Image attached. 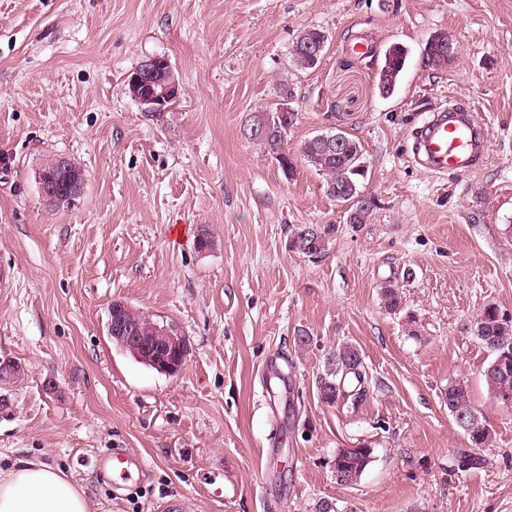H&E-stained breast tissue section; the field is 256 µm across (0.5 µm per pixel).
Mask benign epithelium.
<instances>
[{
    "label": "benign epithelium",
    "mask_w": 512,
    "mask_h": 512,
    "mask_svg": "<svg viewBox=\"0 0 512 512\" xmlns=\"http://www.w3.org/2000/svg\"><path fill=\"white\" fill-rule=\"evenodd\" d=\"M128 92L145 110L164 112L169 104L181 96L179 80L171 70L170 63L164 57H149L126 77ZM297 121V112L289 106L280 109L275 120L264 119L250 128V136L257 139H269L272 126L278 127ZM322 148L329 151H341L344 137L339 132H327L317 136ZM37 182L42 198L49 202L56 192L63 188L70 199H79L85 188V180L76 173L70 161L59 157L51 168H42L37 172ZM108 320L109 336L122 340L124 347L135 357L151 364L164 373L174 376L179 374L190 355V341L180 329L173 325L155 326L154 335L141 333L138 320L125 315L128 305L115 300L110 306Z\"/></svg>",
    "instance_id": "obj_1"
}]
</instances>
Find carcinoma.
Wrapping results in <instances>:
<instances>
[{"label":"carcinoma","instance_id":"cac0c4a2","mask_svg":"<svg viewBox=\"0 0 512 512\" xmlns=\"http://www.w3.org/2000/svg\"><path fill=\"white\" fill-rule=\"evenodd\" d=\"M327 42L324 31L311 27L304 29L295 38L299 50L290 52L291 66L295 71H306L317 66L318 61L309 56L301 47L310 41ZM430 67H443L450 62L448 50L435 41H429L424 54ZM405 51L395 45L384 55L378 69V86L384 95L392 94L405 66ZM346 149L342 152L321 150L311 136L299 148V156L288 148V135H283L267 151L282 173L294 176L296 159L321 175L327 194L334 198L340 189L359 191L363 187L367 169L362 166V149L358 141L345 136ZM334 225L300 224L292 229L288 247L308 258L321 257L328 246ZM380 299L390 313L402 310V296L398 280L389 277L380 283ZM474 332L482 346L489 352L490 361L483 370L490 397L497 404L512 410V318L501 313L497 306L486 305L478 314ZM367 372L359 350L344 344L327 358L326 372L318 382L321 401L329 406L342 401L359 402L367 393ZM442 400L448 414L456 425L468 436L473 449L486 448L493 439V430L481 418L480 412L471 400L469 385L463 380H452L442 392ZM374 461V448L362 443L354 448H340L336 451V481L351 485L357 483Z\"/></svg>","mask_w":512,"mask_h":512}]
</instances>
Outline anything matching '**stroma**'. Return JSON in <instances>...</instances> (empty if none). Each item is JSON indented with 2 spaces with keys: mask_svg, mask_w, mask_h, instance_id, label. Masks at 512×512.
I'll return each mask as SVG.
<instances>
[{
  "mask_svg": "<svg viewBox=\"0 0 512 512\" xmlns=\"http://www.w3.org/2000/svg\"><path fill=\"white\" fill-rule=\"evenodd\" d=\"M312 26L325 54L293 72L292 43ZM438 35L455 54L432 69L422 52ZM394 43L407 62L384 98L375 73ZM152 56L182 88L159 115L125 82ZM287 79L290 148L330 130L360 143L368 223H348L315 171L285 178L244 138ZM457 105L485 128L488 159L430 173L410 134ZM49 155L85 174L71 207L41 197ZM298 224L334 225L322 258L289 250ZM204 230L215 246L200 252ZM392 276L399 314L378 295ZM115 300L177 323L192 346L179 375L112 345ZM490 303L512 317V0H0V357L22 368L0 390L1 468L54 465L91 512L171 499L182 512H316L323 500L338 512H512V411L488 397L474 333ZM345 343L368 393L329 406L316 384ZM454 379L493 430L467 471L468 439L441 399ZM363 441L374 462L338 484L337 449ZM111 448L147 464L119 495L90 463Z\"/></svg>",
  "mask_w": 512,
  "mask_h": 512,
  "instance_id": "1",
  "label": "stroma"
}]
</instances>
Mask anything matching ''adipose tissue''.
Here are the masks:
<instances>
[{
    "instance_id": "obj_1",
    "label": "adipose tissue",
    "mask_w": 512,
    "mask_h": 512,
    "mask_svg": "<svg viewBox=\"0 0 512 512\" xmlns=\"http://www.w3.org/2000/svg\"><path fill=\"white\" fill-rule=\"evenodd\" d=\"M0 512H90V503L59 469L21 460L0 470Z\"/></svg>"
}]
</instances>
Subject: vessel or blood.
Here are the masks:
<instances>
[{
    "instance_id": "b4317fda",
    "label": "vessel or blood",
    "mask_w": 512,
    "mask_h": 512,
    "mask_svg": "<svg viewBox=\"0 0 512 512\" xmlns=\"http://www.w3.org/2000/svg\"><path fill=\"white\" fill-rule=\"evenodd\" d=\"M414 159L432 173L445 175L467 172L485 160V138L473 113L467 109H442L413 132ZM101 472L111 474L113 485L131 480L134 473L143 472L141 456L116 448L98 459Z\"/></svg>"
}]
</instances>
